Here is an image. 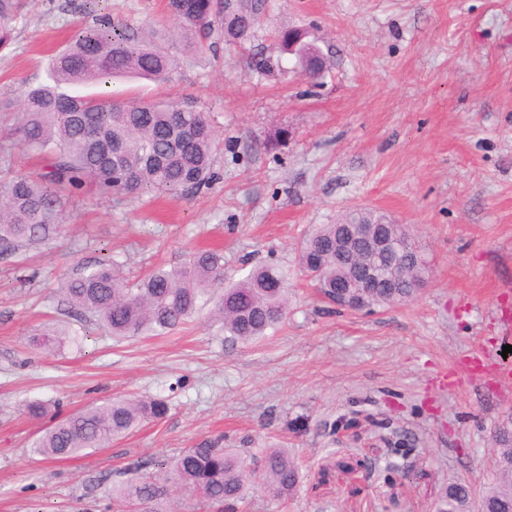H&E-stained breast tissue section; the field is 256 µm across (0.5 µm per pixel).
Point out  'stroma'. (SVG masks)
Listing matches in <instances>:
<instances>
[{"label": "stroma", "instance_id": "1", "mask_svg": "<svg viewBox=\"0 0 512 512\" xmlns=\"http://www.w3.org/2000/svg\"><path fill=\"white\" fill-rule=\"evenodd\" d=\"M94 11L134 32L165 18L164 0H24L0 51V110L18 111ZM285 29L327 55L319 79L281 53ZM256 53L267 74L252 69ZM108 90L204 112L216 178L175 197L82 189L59 235L0 258V512H112L106 476L137 461L159 474L218 438L256 472L270 447L300 465L288 499L257 492L239 512H434L451 483L480 501L492 434L512 416L500 376L512 367V0H271L242 43L187 59L170 81ZM352 207L413 228L428 273L410 301L331 312L305 280V233ZM207 248L223 250L228 284L256 264L287 272L278 329L234 342L205 308L117 340L60 295L104 260L134 284ZM48 321L79 332L81 348H35ZM130 396L168 413L79 458L35 452L48 421L29 402L68 414Z\"/></svg>", "mask_w": 512, "mask_h": 512}]
</instances>
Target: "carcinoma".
Returning a JSON list of instances; mask_svg holds the SVG:
<instances>
[{"mask_svg": "<svg viewBox=\"0 0 512 512\" xmlns=\"http://www.w3.org/2000/svg\"><path fill=\"white\" fill-rule=\"evenodd\" d=\"M266 0H168L171 23L150 26L135 34L110 19H98L69 39L54 60L44 82L27 90L14 113L20 147L46 158L44 174L0 170V254L22 244L51 240L64 224L66 194L88 184L101 194L122 192L174 193L198 190L213 179L216 133L202 112L171 102H127L108 92L93 97L75 95V87L109 84L114 77L167 81L183 60L205 49L211 39L235 43L251 30ZM22 0H0V47L9 44L20 17ZM282 51L293 54L311 78L327 67L323 52L304 42L288 48V31L281 32ZM378 211L350 209L336 224H319L303 240L299 264L320 297L336 301V280L356 279L352 267L336 254V240L346 224H385ZM392 253L377 260L380 287L367 298L375 307L409 301L424 285L421 267L393 263L392 255L412 252L419 244L403 224L389 227ZM220 291L213 315L224 333L247 344L279 327L288 316L287 274L264 264L242 280L224 285V254L195 252L182 267L159 268L131 288L116 265L103 261L67 280L62 288L71 308L93 318L117 339L175 329L195 318ZM76 337L45 327L32 343L57 350ZM168 405L160 399L115 398L64 415L35 442L36 451L54 461L76 458L88 448H101L147 420L160 419ZM494 479L485 490L482 512H512V418L496 429ZM241 453L219 442L190 448L158 476L148 475L112 486L114 512H167L172 491L180 489L199 499L209 512H236L258 488L286 498L296 488L300 470L285 448H270L263 462L260 485ZM469 488L461 483L445 489L436 512H466Z\"/></svg>", "mask_w": 512, "mask_h": 512, "instance_id": "carcinoma-1", "label": "carcinoma"}]
</instances>
